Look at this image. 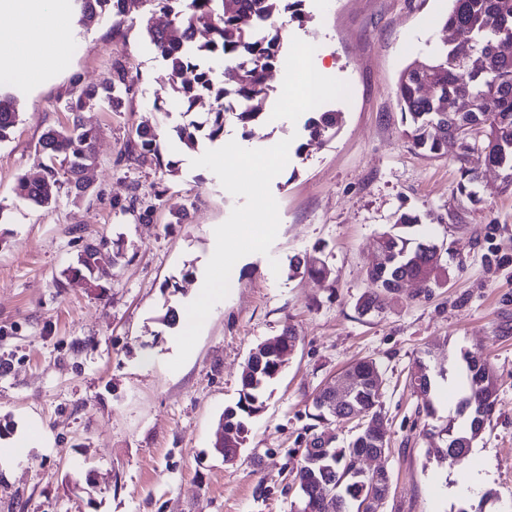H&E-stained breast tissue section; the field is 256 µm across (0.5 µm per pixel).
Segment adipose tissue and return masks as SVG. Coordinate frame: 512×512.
<instances>
[{"label":"adipose tissue","instance_id":"obj_1","mask_svg":"<svg viewBox=\"0 0 512 512\" xmlns=\"http://www.w3.org/2000/svg\"><path fill=\"white\" fill-rule=\"evenodd\" d=\"M69 0H0V17L11 18L0 25V68L12 81L30 88L50 76L64 55L71 26ZM214 249L209 259L211 273L198 281L182 335L193 334L206 322L211 307L224 295V283L214 275L224 265V230L216 228Z\"/></svg>","mask_w":512,"mask_h":512}]
</instances>
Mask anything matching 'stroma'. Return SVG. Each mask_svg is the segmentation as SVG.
Wrapping results in <instances>:
<instances>
[{
	"instance_id": "obj_1",
	"label": "stroma",
	"mask_w": 512,
	"mask_h": 512,
	"mask_svg": "<svg viewBox=\"0 0 512 512\" xmlns=\"http://www.w3.org/2000/svg\"><path fill=\"white\" fill-rule=\"evenodd\" d=\"M448 8V0H303L302 22L286 25L287 67L270 77L261 116L247 125L228 116L221 138H199L192 149L173 128L202 118L207 104L190 116L152 106L171 78L146 27H175L173 14L147 0L119 23H75L64 65L18 93L19 121L0 141V421L10 427L0 445L33 422L46 436L0 463V512H291L312 399L360 358L383 372L389 448L361 462L389 474L382 512L478 504L512 512V190L486 169L480 203L456 195L458 145L437 158L414 150L395 98L402 69L451 38ZM308 43L319 53L301 55ZM313 71L330 86L314 109L338 112V127L289 154L278 174L256 169L232 183L239 150L303 146L314 109L298 95ZM116 77L128 89L117 110L87 106L77 115L97 137L84 171L91 197L76 202L62 191L48 208L18 200V178L44 173L35 148L42 133L70 123L83 89ZM285 81L294 97L280 95ZM140 126L155 130L158 153L134 161L125 145ZM146 208L151 219L138 220ZM403 211L432 214V231L448 246V282L426 297L406 284L381 313L360 315L378 237ZM239 224L278 230L261 250L225 240L237 253L224 265L235 285L178 353L177 327L159 318L190 304L215 228ZM102 237L124 254L103 289L64 281L84 244ZM305 256L324 262L326 278L291 273ZM288 326L297 345L266 388L238 460L225 463L213 444L238 400L242 367ZM463 349L480 350L497 377L494 415L452 466L461 473L471 462L488 464L484 503L442 495L449 476L423 434L427 425L465 422L447 387L460 378L448 357ZM425 350L438 390L431 419L409 386Z\"/></svg>"
}]
</instances>
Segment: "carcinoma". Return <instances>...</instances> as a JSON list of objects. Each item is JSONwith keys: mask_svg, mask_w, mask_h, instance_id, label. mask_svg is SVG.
Here are the masks:
<instances>
[{"mask_svg": "<svg viewBox=\"0 0 512 512\" xmlns=\"http://www.w3.org/2000/svg\"><path fill=\"white\" fill-rule=\"evenodd\" d=\"M74 7L83 15H95L111 6L115 17L127 15L131 9L147 0H73ZM184 9L176 13L181 26L180 35L169 29L148 26L147 33L155 51L168 63L171 70V92L173 98L192 110L204 97L213 100L211 110L201 122L191 121L179 126L175 132L179 139L189 145L195 144L197 134L206 131L210 140L224 134L227 105L236 103L237 120L246 125L261 115L259 102L270 91L267 72L276 70L281 63L282 32L286 22L282 12L292 9L291 19L300 18L296 7L302 0L286 5L284 0H182ZM446 27L456 34V39L437 48L427 60L428 69L418 70L408 64L400 73L396 85V100L405 120V135L414 149L430 156L442 154L453 136L460 144V179L456 193L472 202L480 201L476 190L481 169L499 168L503 172L504 188L512 187V55L498 50L504 40L512 41V0H449ZM268 23L266 32L260 36L244 29L241 20L246 15ZM202 26L211 38L198 44L195 31ZM238 62L241 74L232 87L217 84L213 74L217 67ZM432 82L436 95L424 97L421 86ZM121 82L111 81L101 86L83 90L76 105L69 107L74 112L86 105H105L116 109L121 104ZM19 112L16 98L0 91V141L7 138L16 126ZM337 120V113L322 112L306 123L307 141L299 144L301 153L326 136ZM38 148L49 159L44 174L38 179L20 178L15 186L16 196L24 201L48 208L56 201L61 184L68 185V194L75 201L91 197L89 185L83 171L97 156L96 137L92 129L73 119L72 126L65 129L50 128L38 141ZM127 156L137 160L147 154L157 153L156 134L149 128L136 130V138L126 146ZM68 163L64 171L65 181H60L56 168L58 157ZM422 223L418 214L402 213L396 216L380 238L383 247L398 253V264L383 272L368 269V277L378 283V289L359 297L356 308L362 315L380 312L384 308V296L398 290V281L413 279L419 283L424 295L447 279L446 268L438 265L434 276H424L427 257L415 250L417 238L408 229ZM108 255L112 265H118L122 253L111 248L110 242L102 238L86 244L78 254L76 266L67 269L68 278L93 282L101 287L99 280L107 272L99 265L100 254ZM324 278L327 270L317 257L297 261L291 271L299 270ZM297 342L292 329L284 330L271 350L258 359L248 357L241 375V389L235 407L224 411V426L233 431L232 438L224 441V456H233L237 449L245 447L249 434V420L263 408L262 396L272 381L281 373L280 352L293 351ZM472 363L463 366L466 372L467 389L461 403H473L483 409L481 419H471L457 430L451 426L435 427L425 431L443 441L460 442L453 449L457 459L464 457L484 430L496 407L494 372L481 354L466 352L462 359ZM352 380V391L347 407L332 415L321 408L327 389L320 390L313 398L314 413L310 419L316 424L334 416L341 419L349 414L364 419L363 429L346 447L329 446L331 459L319 460L322 452V435L314 432L301 453V462L296 468L294 480H298L317 493L316 512H359L360 506L371 497H384L388 487V476L383 471L367 474L364 478L353 475L355 461L376 447V428L384 426L380 392L375 383L381 380V372L375 361L359 360L345 369ZM410 387L422 400V409L428 417L434 416L433 377L422 361H417V370L410 378Z\"/></svg>", "mask_w": 512, "mask_h": 512, "instance_id": "1", "label": "carcinoma"}]
</instances>
